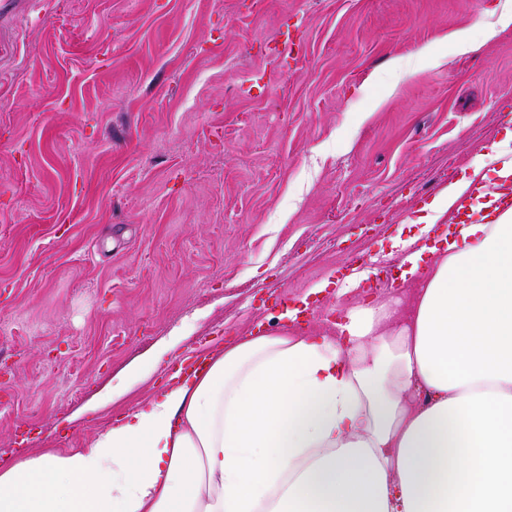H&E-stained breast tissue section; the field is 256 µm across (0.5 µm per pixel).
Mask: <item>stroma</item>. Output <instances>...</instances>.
I'll return each mask as SVG.
<instances>
[{"mask_svg":"<svg viewBox=\"0 0 512 512\" xmlns=\"http://www.w3.org/2000/svg\"><path fill=\"white\" fill-rule=\"evenodd\" d=\"M506 10L0 0V466L86 447L284 305L329 330L346 270L388 286L391 238L512 141Z\"/></svg>","mask_w":512,"mask_h":512,"instance_id":"stroma-1","label":"stroma"}]
</instances>
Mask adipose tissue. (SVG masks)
<instances>
[{
    "label": "adipose tissue",
    "mask_w": 512,
    "mask_h": 512,
    "mask_svg": "<svg viewBox=\"0 0 512 512\" xmlns=\"http://www.w3.org/2000/svg\"><path fill=\"white\" fill-rule=\"evenodd\" d=\"M450 183L401 289L332 334L252 332L96 433L0 469V512H512V209Z\"/></svg>",
    "instance_id": "obj_1"
}]
</instances>
